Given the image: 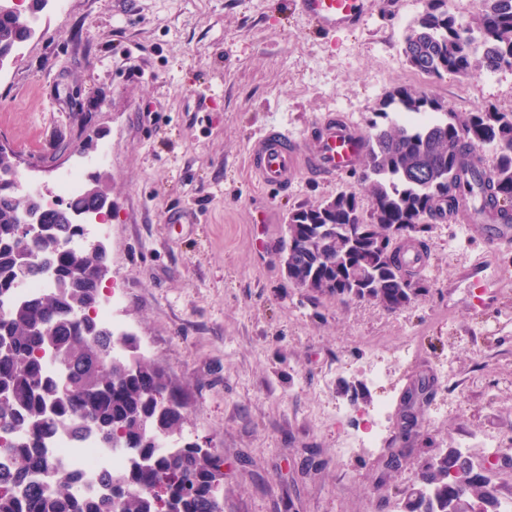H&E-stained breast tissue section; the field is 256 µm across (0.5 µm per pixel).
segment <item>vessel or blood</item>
<instances>
[{"mask_svg":"<svg viewBox=\"0 0 512 512\" xmlns=\"http://www.w3.org/2000/svg\"><path fill=\"white\" fill-rule=\"evenodd\" d=\"M293 13L316 33L330 34L359 28L368 13V0H285ZM316 153H299L286 130L274 128L259 137L249 151V163L257 181L266 186L292 183L300 171L329 182L356 168L365 153V140L356 125L342 120L319 126Z\"/></svg>","mask_w":512,"mask_h":512,"instance_id":"obj_1","label":"vessel or blood"}]
</instances>
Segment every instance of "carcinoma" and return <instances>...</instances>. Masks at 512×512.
<instances>
[{"label":"carcinoma","instance_id":"obj_1","mask_svg":"<svg viewBox=\"0 0 512 512\" xmlns=\"http://www.w3.org/2000/svg\"><path fill=\"white\" fill-rule=\"evenodd\" d=\"M447 0H426L406 28L403 52L409 66L432 79L451 73L470 77L512 64V0H480L478 36L460 28ZM36 34L8 0H0V51L12 52ZM366 152L357 175L368 207L353 192H341L316 206L288 215L295 250L288 279L322 297L336 288L368 294L396 312L427 291L421 270L409 269L401 254L388 255L378 242L396 225L411 229L414 244L427 225L457 217L467 224H512V112L494 107L457 116L442 100L398 84L382 103L365 134ZM499 149L493 167L478 150ZM107 182L89 179L82 192L51 206L42 204L41 231L19 233L18 216L27 200L14 185L13 160L0 152V512H224L217 490L224 461L199 446L171 445L165 451L149 439L161 424L181 432L184 412L165 413L144 398L142 380L177 403L179 387L126 337L121 355L105 322L90 315L102 294L95 271L105 255L75 252L64 244L80 238L84 225L67 215L85 216L99 206ZM53 267V288L21 297L18 289L42 278L39 258ZM60 430L75 438L96 437L102 446L122 448L127 463L105 474L102 494L82 495L79 477L60 468L49 444ZM45 458L42 472L29 469ZM428 493L411 492L404 512H436L433 499L466 495L472 512H499L487 479L450 486L448 461L431 459L416 469Z\"/></svg>","mask_w":512,"mask_h":512}]
</instances>
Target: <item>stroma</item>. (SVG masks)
I'll list each match as a JSON object with an SVG mask.
<instances>
[{"instance_id":"obj_1","label":"stroma","mask_w":512,"mask_h":512,"mask_svg":"<svg viewBox=\"0 0 512 512\" xmlns=\"http://www.w3.org/2000/svg\"><path fill=\"white\" fill-rule=\"evenodd\" d=\"M425 0H372L364 27L313 32L281 0H69L46 7L36 35L0 68V142L30 181L55 186L74 166L111 187L103 234L119 290L115 319L180 386L183 439L224 461V512H400L408 475L449 448L512 490V457L489 462L473 438H512V242L486 244L429 224L428 291L386 311L375 300L316 297L280 257L290 209L342 191L299 174L262 188L247 171L270 128L318 147L313 124L341 117L367 131L387 93L406 83L466 114L512 111V69L427 79L403 35ZM112 159L94 165L102 145ZM264 209L269 221H253ZM408 345L410 356L395 350ZM385 372L371 381L365 356ZM454 364L442 383L437 368ZM432 388L416 434L399 429L410 387ZM391 402L379 451L348 461L336 408ZM408 447L402 470L389 449ZM384 484L388 500L372 493Z\"/></svg>"}]
</instances>
